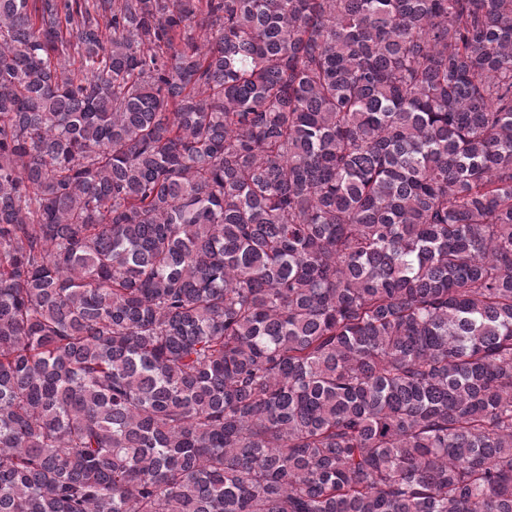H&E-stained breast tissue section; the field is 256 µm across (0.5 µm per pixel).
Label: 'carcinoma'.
Here are the masks:
<instances>
[{"label": "carcinoma", "instance_id": "carcinoma-1", "mask_svg": "<svg viewBox=\"0 0 512 512\" xmlns=\"http://www.w3.org/2000/svg\"><path fill=\"white\" fill-rule=\"evenodd\" d=\"M0 512H512V0H0Z\"/></svg>", "mask_w": 512, "mask_h": 512}]
</instances>
